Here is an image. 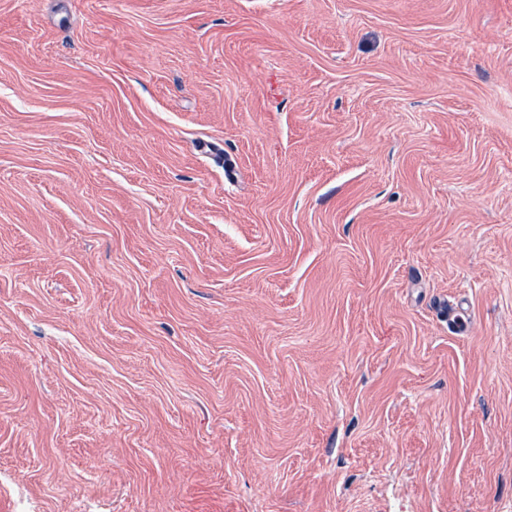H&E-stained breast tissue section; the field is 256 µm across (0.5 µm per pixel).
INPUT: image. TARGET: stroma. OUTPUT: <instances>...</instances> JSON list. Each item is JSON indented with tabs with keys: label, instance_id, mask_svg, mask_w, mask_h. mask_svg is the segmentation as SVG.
Masks as SVG:
<instances>
[{
	"label": "stroma",
	"instance_id": "stroma-1",
	"mask_svg": "<svg viewBox=\"0 0 512 512\" xmlns=\"http://www.w3.org/2000/svg\"><path fill=\"white\" fill-rule=\"evenodd\" d=\"M0 512H512V0H0Z\"/></svg>",
	"mask_w": 512,
	"mask_h": 512
}]
</instances>
